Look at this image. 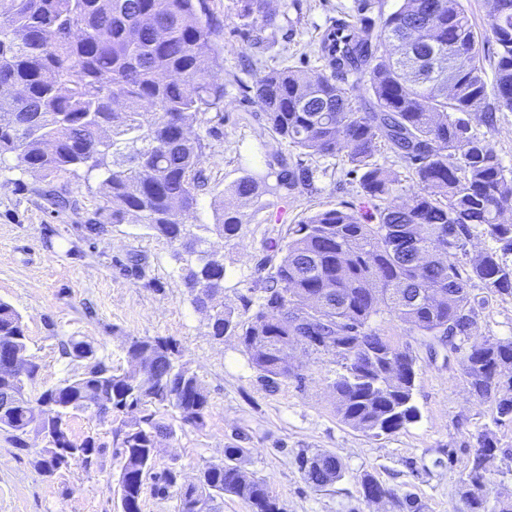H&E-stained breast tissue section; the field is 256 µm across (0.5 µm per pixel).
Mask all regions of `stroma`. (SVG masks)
I'll use <instances>...</instances> for the list:
<instances>
[{"label": "stroma", "instance_id": "35a3bbf8", "mask_svg": "<svg viewBox=\"0 0 512 512\" xmlns=\"http://www.w3.org/2000/svg\"><path fill=\"white\" fill-rule=\"evenodd\" d=\"M232 4L207 0L211 17L221 25L224 63L214 79L224 85V104L193 129L206 143L200 168L207 184L186 221L206 226V241L223 255L226 269L218 301L239 311L261 285L259 264L271 254L270 240L281 239L287 225L328 206L349 207L362 216L374 206L360 194L356 175L339 155L319 160L315 192L283 200L259 193L241 208L236 236L227 239L213 231L225 188L266 172L271 155L292 154L264 130L261 108L249 91L255 75L243 70V57L257 58L263 71L293 66L316 73L322 67L321 32L356 6L355 0H269L276 22L258 45ZM60 183L75 208H54L42 197L46 184L37 174L19 170L14 156L0 158V300L16 309L26 327L27 355L38 366L33 394L84 370L85 360L61 356V342H86L95 359L123 370L132 338L163 336L178 343L181 362L197 376L209 402L200 426L171 418L173 433L159 442L141 512H177L176 489L158 493V476L174 469L183 483L195 482L230 447L247 449L246 471L268 479L284 512H394L389 502L363 499L359 479L366 473L416 496L424 512H461L458 480L485 434L496 444L485 477L502 498L512 499V424L495 425L491 403L472 395L462 356L430 359L415 337L383 321V329L407 343L417 358L413 401L420 417L395 433L367 436L336 414L328 382L342 371L338 358L297 349L291 365L302 380L266 386L236 337L210 336L208 316L195 306L185 281L180 245L130 220L105 224L99 236L86 238L81 226L102 203L97 183L81 175L65 176ZM133 255L141 259L139 268L129 262ZM510 338L512 297L490 298L470 341ZM124 419L121 413L100 421L73 412L67 424L74 438L92 437L103 449L91 467L74 465L51 476L36 466L43 448L39 437L28 435L26 447L19 448L11 433L0 430V512H119L113 431ZM304 449L335 454L343 478L322 490L311 488L295 463Z\"/></svg>", "mask_w": 512, "mask_h": 512}]
</instances>
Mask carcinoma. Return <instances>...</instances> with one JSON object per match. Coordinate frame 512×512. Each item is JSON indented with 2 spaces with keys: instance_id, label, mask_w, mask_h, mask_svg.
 I'll return each mask as SVG.
<instances>
[{
  "instance_id": "obj_1",
  "label": "carcinoma",
  "mask_w": 512,
  "mask_h": 512,
  "mask_svg": "<svg viewBox=\"0 0 512 512\" xmlns=\"http://www.w3.org/2000/svg\"><path fill=\"white\" fill-rule=\"evenodd\" d=\"M268 0H235L244 25H274ZM360 0L345 45L331 33L318 46L324 62L310 76L299 69H271L251 87L269 132L297 153L276 157L269 172L236 181L224 193L248 201L260 189L282 198L316 190L315 158L345 153L361 172L362 195L376 202L365 222L351 209H320L288 227L281 256L271 264L256 299L244 313L209 307L224 291V257L195 258L205 240L183 221L197 205L206 178L199 169L206 144L189 135L202 116L224 104V84L213 79L222 67L217 25L206 0H0V156L48 183L83 170L98 177L104 201L85 229L99 233L102 220L131 218L155 235L178 243L194 258L186 280L193 302L211 309L209 327L217 340L239 338L251 366L268 385L301 379L283 360L301 346L339 357L343 373L329 383L337 416L367 435L392 434L416 421L413 401L416 358L408 346L374 325L381 314L419 337L431 353L462 351L476 324L478 308L495 296L512 297V170L490 143L471 131L470 116L492 129L497 113L512 112V0H495L486 30L495 45L489 64L480 59L482 37L462 0H398L386 14ZM493 70L487 81L486 66ZM371 91V111L350 98L349 78ZM412 171L417 191L396 199L397 175L374 160L378 144ZM275 177L272 185L269 177ZM238 211L221 204L215 231L230 238ZM476 233L494 246L468 261ZM484 290L477 297L474 288ZM22 317L0 302V357L27 351ZM464 352V351H462ZM129 366L116 373L97 361L34 400L54 430L74 450L70 462L94 464L101 446L88 437L72 439L66 424L74 411H94L95 399L114 412L149 405L171 407L184 425L203 423L208 399L197 376L178 363L180 351L168 338H134ZM465 376L479 398L494 405L493 422L512 423V339L486 341L464 352ZM38 366L24 376L0 374V399L22 383L34 382ZM29 407L0 410V430L13 433L19 448L29 426ZM173 429L147 413L115 430L122 512H141L158 438ZM57 441H48L42 472L60 469ZM492 439L480 437L460 478L464 512H512L486 481L483 460ZM246 448L224 449L194 485H178L164 474L165 491L176 487L178 512H220L217 500L234 496L250 512H282L267 479L248 475ZM304 479L322 489L343 476L342 462L328 452L296 455ZM363 497L380 493L399 512H422L410 495L366 473Z\"/></svg>"
}]
</instances>
